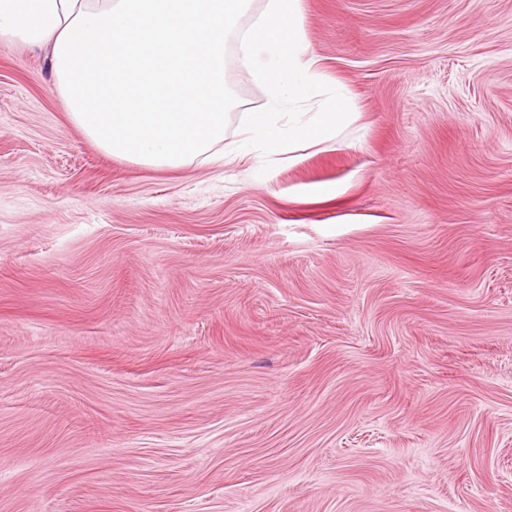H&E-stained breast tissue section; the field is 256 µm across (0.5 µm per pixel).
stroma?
Returning <instances> with one entry per match:
<instances>
[{"mask_svg": "<svg viewBox=\"0 0 512 512\" xmlns=\"http://www.w3.org/2000/svg\"><path fill=\"white\" fill-rule=\"evenodd\" d=\"M300 6L360 118L265 174L0 45V512H512V0Z\"/></svg>", "mask_w": 512, "mask_h": 512, "instance_id": "1", "label": "stroma"}]
</instances>
